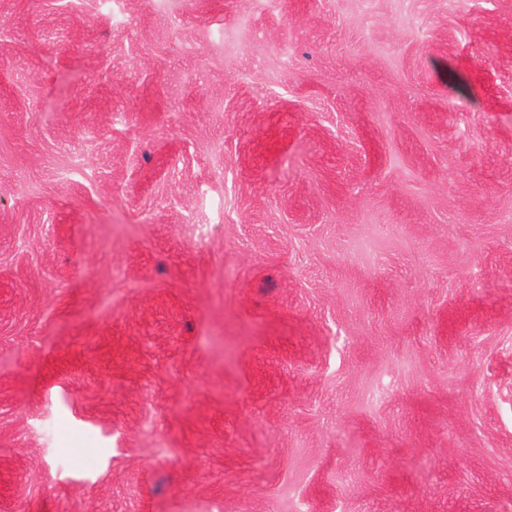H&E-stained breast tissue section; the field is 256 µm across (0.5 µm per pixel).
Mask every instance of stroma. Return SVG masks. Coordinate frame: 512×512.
<instances>
[{"instance_id":"1","label":"stroma","mask_w":512,"mask_h":512,"mask_svg":"<svg viewBox=\"0 0 512 512\" xmlns=\"http://www.w3.org/2000/svg\"><path fill=\"white\" fill-rule=\"evenodd\" d=\"M0 512H512V0H0Z\"/></svg>"}]
</instances>
